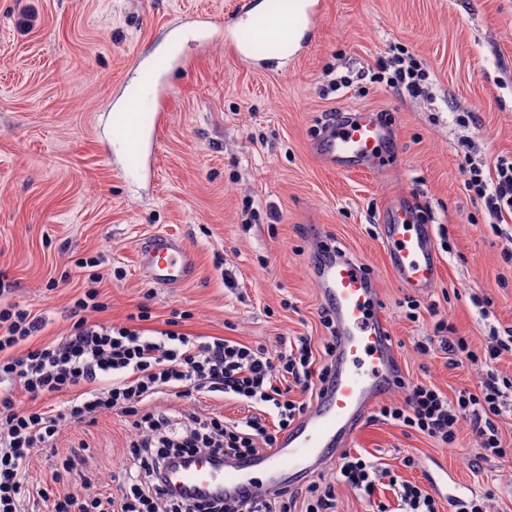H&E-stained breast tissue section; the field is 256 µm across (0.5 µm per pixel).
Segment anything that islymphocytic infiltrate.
Segmentation results:
<instances>
[{"label":"lymphocytic infiltrate","mask_w":512,"mask_h":512,"mask_svg":"<svg viewBox=\"0 0 512 512\" xmlns=\"http://www.w3.org/2000/svg\"><path fill=\"white\" fill-rule=\"evenodd\" d=\"M375 77L403 95L426 93L425 71L409 56L381 61ZM463 175L467 190L498 223L512 222L511 157H498L492 171L471 166ZM105 309L98 289L83 290L73 301L74 322L64 341L35 346L31 339L41 331L42 317L16 303L0 307V512H29L39 493L26 480L34 455L53 447L63 425L90 426L105 412L131 418L135 430L121 498L66 492L49 504V512H336L333 487L316 481L296 493L283 490L262 497L245 492L230 505L221 498L172 490L164 480L165 469L186 454L246 457L276 445L279 432L306 410L305 403L290 399L278 386V379L315 394L330 372L335 326L328 311L319 313L328 332L321 344L296 336L272 352L221 337L199 342L173 329L148 335L88 320V313ZM436 328L442 334L436 348L447 355L449 366L485 369L479 389L460 390L451 399L434 385L416 383L404 401L380 405L378 418L432 438L442 448L456 447L458 423L465 419L479 443L480 458L511 460L512 445L495 419L507 407L512 378L495 374L492 366L512 352V330L478 351L466 337L451 335L447 319H439ZM167 393L179 398L231 395L255 413L234 423L217 416L181 422L153 404L157 395ZM59 397L65 400L60 407L55 404ZM261 408L277 419L276 431L258 417ZM387 474L347 451L336 462L338 484L368 498Z\"/></svg>","instance_id":"f902f5d3"}]
</instances>
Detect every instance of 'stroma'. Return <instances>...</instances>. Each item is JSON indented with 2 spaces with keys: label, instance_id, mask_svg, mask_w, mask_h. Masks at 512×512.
<instances>
[{
  "label": "stroma",
  "instance_id": "1",
  "mask_svg": "<svg viewBox=\"0 0 512 512\" xmlns=\"http://www.w3.org/2000/svg\"><path fill=\"white\" fill-rule=\"evenodd\" d=\"M294 59L258 69L233 57L216 32L185 19L216 22L237 0H0V302L45 316L36 343L59 342L71 326L80 259L103 256L102 320L128 324L147 309L146 326L164 328L183 312L182 332L275 350L284 337L321 343L323 304L310 276L317 248L329 244L368 263L411 383L447 395L479 386L483 372L452 369L445 355H422L438 318L484 349L512 327V223L495 232L464 186L465 162L492 168L512 156V0H319ZM183 32L181 50L162 64L147 57ZM403 44L429 71L431 94L410 98L378 83L333 92L330 75L367 69ZM167 92L153 148L115 151L120 110L138 75ZM369 111L395 136L383 172H337L312 153L330 113ZM409 197L432 224L440 276L419 292L392 275L380 240L390 196ZM158 232L182 236L199 256L197 279L175 289L140 277L138 245ZM420 303L406 315L407 299ZM172 416L215 413L238 421L240 403L174 398ZM459 445L367 417L350 449L386 463L372 499L335 482L333 466L298 473L335 483L337 512H372L380 501L401 512L396 481H418L448 504L442 483L466 496L489 495V512H512V463L477 459L467 422ZM134 430L122 415L63 426L54 454H40L28 481L54 497L51 457L85 444L90 485L77 494L117 493L115 478ZM413 456L415 468L402 464ZM479 472H472V464Z\"/></svg>",
  "mask_w": 512,
  "mask_h": 512
}]
</instances>
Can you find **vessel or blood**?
Here are the masks:
<instances>
[{
    "label": "vessel or blood",
    "instance_id": "1",
    "mask_svg": "<svg viewBox=\"0 0 512 512\" xmlns=\"http://www.w3.org/2000/svg\"><path fill=\"white\" fill-rule=\"evenodd\" d=\"M248 0H241L238 16L224 23V44L238 59L252 61L249 45L239 43L235 30ZM166 92L151 88L129 115L136 131L160 126ZM387 126L368 112H353L328 123L313 148L324 164L339 172L384 168ZM382 245L395 278L409 288L432 287L439 260L432 228L420 223L406 197L390 199L381 226ZM141 275L158 288H177L199 274L197 254L181 237L156 233L137 250ZM316 290L329 310L336 330L335 363L322 394L284 431L276 447L241 460L225 456L212 463L200 457L183 459L170 473L181 488L235 501L244 489L269 493L289 474L314 472L347 448L360 422L386 394L405 383L406 376L390 325L381 306L376 280L367 264L344 251H332L311 270Z\"/></svg>",
    "mask_w": 512,
    "mask_h": 512
}]
</instances>
